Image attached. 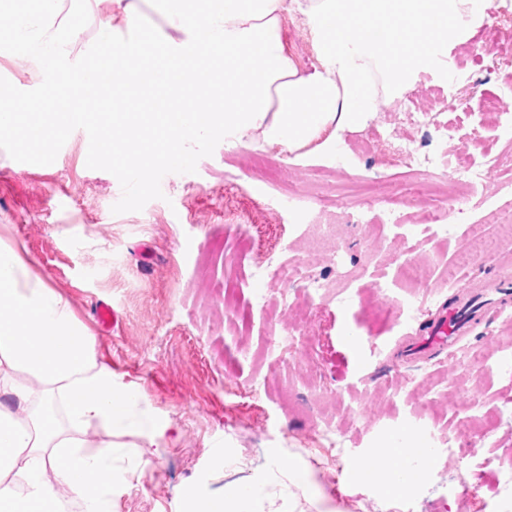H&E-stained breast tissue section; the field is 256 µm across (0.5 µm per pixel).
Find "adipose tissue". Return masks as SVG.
Listing matches in <instances>:
<instances>
[{
    "mask_svg": "<svg viewBox=\"0 0 512 512\" xmlns=\"http://www.w3.org/2000/svg\"><path fill=\"white\" fill-rule=\"evenodd\" d=\"M109 3L100 72L58 67L80 29L60 21L62 0H0V41L20 59L55 68L37 100L0 93V133L44 149L76 115L125 123L100 161L152 174L150 154L180 159L183 143L220 131L262 136L294 157L325 153L363 129L379 96H395L424 71H439L484 22L472 0H160L178 37L151 68L143 49L117 43L116 24L139 26L131 0H73L76 10ZM302 14L317 65L308 73L285 52L283 15ZM0 250V512H62L77 495L86 512H108L115 446L96 441L126 418V394L100 364L96 339L61 296L29 282Z\"/></svg>",
    "mask_w": 512,
    "mask_h": 512,
    "instance_id": "ef3b65f1",
    "label": "adipose tissue"
}]
</instances>
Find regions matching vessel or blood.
<instances>
[{
  "instance_id": "b4317fda",
  "label": "vessel or blood",
  "mask_w": 512,
  "mask_h": 512,
  "mask_svg": "<svg viewBox=\"0 0 512 512\" xmlns=\"http://www.w3.org/2000/svg\"><path fill=\"white\" fill-rule=\"evenodd\" d=\"M511 296L512 271L508 270L500 279L458 297L454 305L436 312L431 329L410 346L407 359L415 360L430 349L456 348L474 324L488 315L500 313Z\"/></svg>"
}]
</instances>
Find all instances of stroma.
Returning <instances> with one entry per match:
<instances>
[{"instance_id":"1","label":"stroma","mask_w":512,"mask_h":512,"mask_svg":"<svg viewBox=\"0 0 512 512\" xmlns=\"http://www.w3.org/2000/svg\"><path fill=\"white\" fill-rule=\"evenodd\" d=\"M474 9L487 19L472 43L512 54V0ZM280 38L300 71L316 66L303 16L283 18ZM453 56L447 76L421 73L400 99L428 113V151L475 168L498 159L469 184L450 166L414 186L376 152L398 118L392 98L330 155L293 161L282 146L230 134L187 144L185 161L158 164L128 191L84 134L53 141L39 165L22 163L23 141L0 136V247L19 253L28 280L61 294L79 326L93 329L95 301L114 310L111 333L96 337L128 394V419L112 428L125 448L113 461L112 512H190L196 497L230 494L249 512H458L465 474L479 483L468 512H512V309L475 324L452 353L401 359L441 305L498 277L512 253L486 221L512 210V108L484 109L512 71L479 84L468 47ZM461 193L469 211L459 224L447 211ZM325 206L364 215L337 225L336 257L308 247L307 214ZM391 208L403 222L380 223ZM430 210L445 222L426 223ZM252 224L269 225L267 246L304 318L260 304L270 285L240 248ZM412 268L414 289L404 281ZM228 281L239 289L230 321ZM285 331L293 342L281 355L271 341ZM323 419L335 444L314 437ZM465 439L474 454L458 455ZM413 441L434 455L420 483L394 486L387 462L372 483L354 476L355 461Z\"/></svg>"}]
</instances>
